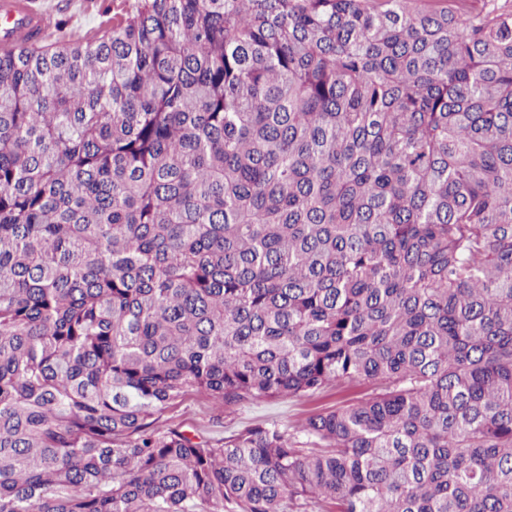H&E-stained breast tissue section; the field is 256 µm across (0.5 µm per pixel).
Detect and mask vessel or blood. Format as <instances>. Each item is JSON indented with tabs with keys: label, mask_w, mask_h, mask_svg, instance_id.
Here are the masks:
<instances>
[{
	"label": "vessel or blood",
	"mask_w": 512,
	"mask_h": 512,
	"mask_svg": "<svg viewBox=\"0 0 512 512\" xmlns=\"http://www.w3.org/2000/svg\"><path fill=\"white\" fill-rule=\"evenodd\" d=\"M49 30L46 15L33 0H0V50L43 43Z\"/></svg>",
	"instance_id": "1"
}]
</instances>
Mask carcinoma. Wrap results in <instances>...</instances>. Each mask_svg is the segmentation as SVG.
<instances>
[{"label":"carcinoma","mask_w":512,"mask_h":512,"mask_svg":"<svg viewBox=\"0 0 512 512\" xmlns=\"http://www.w3.org/2000/svg\"><path fill=\"white\" fill-rule=\"evenodd\" d=\"M0 512H512V0H135L1 51ZM345 394H336L330 389L321 396L312 399H275L253 402L243 405L234 412H226L216 420L217 412L195 398L186 399L177 409L168 414L169 424L182 429L203 433L212 441L224 440L238 430L267 420L283 423L293 422L311 412L332 407Z\"/></svg>","instance_id":"obj_1"}]
</instances>
